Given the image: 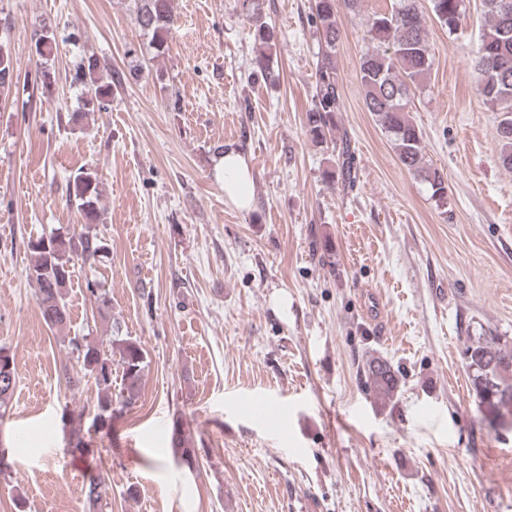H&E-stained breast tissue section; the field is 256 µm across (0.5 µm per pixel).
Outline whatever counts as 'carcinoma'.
Instances as JSON below:
<instances>
[{
	"mask_svg": "<svg viewBox=\"0 0 512 512\" xmlns=\"http://www.w3.org/2000/svg\"><path fill=\"white\" fill-rule=\"evenodd\" d=\"M135 20L157 55L168 48L175 23L174 0H133ZM264 0H243L250 33L258 45L255 65L261 76L274 83L278 75L269 65L275 46L274 34L263 19ZM362 0H314L311 19L319 35L321 48L313 107L306 114V128L316 143H336L337 91L336 46L345 31L340 27V13L358 14ZM464 0H393L391 11L375 14L366 20V35L371 47L359 61V76L367 112L387 139L394 145L400 164L426 183L431 197L443 206L447 203L448 183L443 172L424 162L423 133L408 115L412 88L428 74L431 58L427 14L448 33H453L463 10ZM484 24L479 43L467 58V66L477 79L483 102L499 113L496 139L498 160L512 172V0H482ZM55 35L43 28L35 33L37 54L43 60L42 82L51 83L48 61L53 54ZM98 59L89 56L76 71V79L91 89L88 104L100 112L107 111L112 94L110 84L99 81ZM19 75L9 42L0 39V97H8L18 84ZM338 167L323 174L332 186L336 176L351 179L354 157L347 143L339 148ZM102 183L94 171H81L69 183V199L77 204L85 221V230L77 235L41 236L28 242L33 260L28 277L36 288L37 305L45 324L62 332L70 322L65 294L75 263H92L106 251V245L91 234L90 226L101 215ZM79 371L68 366L61 369L67 386L72 387L89 377L97 389L96 403L88 412L89 428L110 432L124 410L133 407L141 393L147 366L146 352L140 341L112 330V336L98 343L87 337L69 340ZM463 358L471 372V382L479 409L492 429L512 427V346L500 336H468ZM121 370L118 390H112V367ZM365 382L381 407L396 404L402 373L399 367L381 356H371L362 365ZM18 383L14 358L0 347V419L9 410ZM170 444L176 461L193 466L197 463L191 433L179 421L172 424ZM84 512H100L108 505L112 490L110 469L91 467L84 473Z\"/></svg>",
	"mask_w": 512,
	"mask_h": 512,
	"instance_id": "1",
	"label": "carcinoma"
}]
</instances>
